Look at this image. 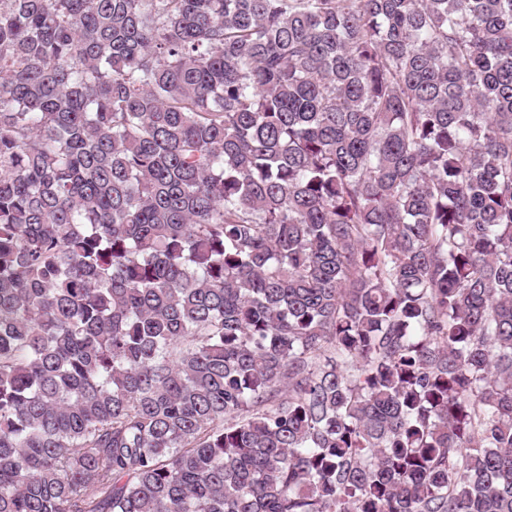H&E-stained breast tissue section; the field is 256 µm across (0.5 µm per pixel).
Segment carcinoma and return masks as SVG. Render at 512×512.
Masks as SVG:
<instances>
[{"mask_svg": "<svg viewBox=\"0 0 512 512\" xmlns=\"http://www.w3.org/2000/svg\"><path fill=\"white\" fill-rule=\"evenodd\" d=\"M0 512H512V0H0Z\"/></svg>", "mask_w": 512, "mask_h": 512, "instance_id": "carcinoma-1", "label": "carcinoma"}]
</instances>
